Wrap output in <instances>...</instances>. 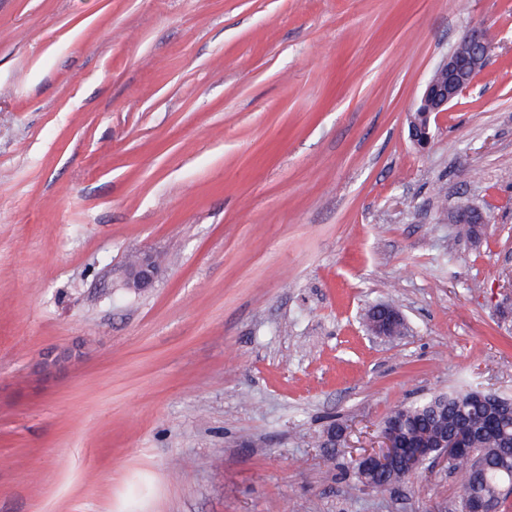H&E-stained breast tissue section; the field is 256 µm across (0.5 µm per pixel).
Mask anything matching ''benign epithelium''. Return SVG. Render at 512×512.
I'll use <instances>...</instances> for the list:
<instances>
[{"label":"benign epithelium","mask_w":512,"mask_h":512,"mask_svg":"<svg viewBox=\"0 0 512 512\" xmlns=\"http://www.w3.org/2000/svg\"><path fill=\"white\" fill-rule=\"evenodd\" d=\"M489 50L487 34L480 29H472L431 70L420 98L408 112V133L415 147L421 150L427 148L431 139V122L448 111V105L473 86ZM159 269L157 255L148 251L137 252L126 260V284L146 290L154 285ZM375 312L378 313V320L367 327L369 335L395 338L404 332L406 323L398 310L380 305ZM380 437L382 450L360 458L361 469L372 474L385 472L400 461L408 475L412 476L418 466L428 460L442 458L449 462L471 453L464 438L454 433L441 432L429 440L422 438L410 444L401 442L394 428L383 425ZM464 512H498V504L494 499L476 501L469 497L464 502Z\"/></svg>","instance_id":"1"}]
</instances>
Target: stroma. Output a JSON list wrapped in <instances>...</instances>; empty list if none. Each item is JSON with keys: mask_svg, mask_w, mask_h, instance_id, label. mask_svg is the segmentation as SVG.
<instances>
[{"mask_svg": "<svg viewBox=\"0 0 512 512\" xmlns=\"http://www.w3.org/2000/svg\"><path fill=\"white\" fill-rule=\"evenodd\" d=\"M511 276L512 0H0V512H455L447 465L352 463L396 407L512 398ZM490 41L480 29L468 31L431 70L422 94L408 112V133L421 150L430 143V127L448 105L466 93L486 62ZM160 265L157 255L152 252L143 251L131 255L125 263L126 285L139 290L151 288ZM374 311L378 313L377 322L371 323L375 318L372 309L369 310L363 318L365 324L371 323L369 327H366L370 336L395 338L404 332L406 323L403 315L398 310L386 305H380L377 306Z\"/></svg>", "mask_w": 512, "mask_h": 512, "instance_id": "stroma-1", "label": "stroma"}]
</instances>
